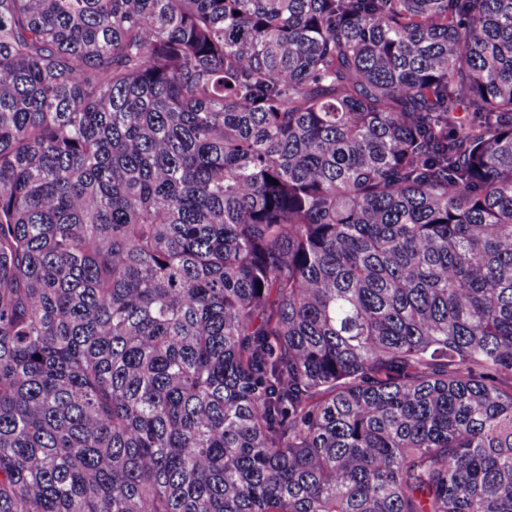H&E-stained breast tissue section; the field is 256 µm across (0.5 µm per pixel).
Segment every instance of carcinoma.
<instances>
[{"mask_svg": "<svg viewBox=\"0 0 512 512\" xmlns=\"http://www.w3.org/2000/svg\"><path fill=\"white\" fill-rule=\"evenodd\" d=\"M0 512H512V0H0Z\"/></svg>", "mask_w": 512, "mask_h": 512, "instance_id": "carcinoma-1", "label": "carcinoma"}]
</instances>
